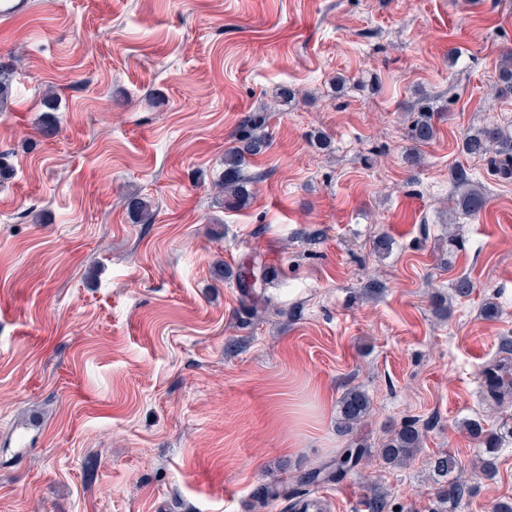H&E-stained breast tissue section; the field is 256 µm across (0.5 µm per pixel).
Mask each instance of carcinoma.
I'll return each instance as SVG.
<instances>
[{
  "label": "carcinoma",
  "mask_w": 512,
  "mask_h": 512,
  "mask_svg": "<svg viewBox=\"0 0 512 512\" xmlns=\"http://www.w3.org/2000/svg\"><path fill=\"white\" fill-rule=\"evenodd\" d=\"M501 85L498 95H512V55L509 64L500 69ZM43 112L37 126L38 135L44 140L54 139L58 132V122L54 115L57 111L55 95L46 93L41 99ZM413 117L406 131V137L413 143V148L405 155L410 166L421 162L419 147L432 143L438 133L434 122L432 107L426 102L415 104ZM269 148L268 113L254 112L245 118L235 129L233 146L224 151V171L220 186L224 194V207L238 208L246 205L252 197L249 188L250 178L245 169L252 158L265 153ZM462 151L475 158L490 156V162L496 174L512 177V135L498 127L479 129L467 133L462 139ZM453 182L456 193L457 210L465 216L479 214L486 203L483 191L469 176L464 168L454 170ZM128 215L134 224H150L154 213L150 201L132 194L125 198ZM235 278L242 288V305L250 311H257L264 297L263 288L267 283L268 266L262 256L256 255L243 264L235 273ZM483 398L492 406L501 407L512 403V361L504 357L489 364L482 372ZM370 398L358 387L347 389L339 401V416L336 428L339 432L351 434L362 424L370 412ZM465 429L479 439L484 448L486 459L480 467V473L487 478L494 476V460L504 446L512 442V424L504 423L499 429L489 431L475 419L464 422ZM422 430L414 422H409L395 430L385 442L381 455L386 464L399 467L411 460L422 448ZM362 447L344 449L336 460L325 468H317L305 477V482L313 483L319 478H330L346 472L356 466L363 458ZM434 474L448 478V484L441 491V512H448V505L457 504L465 494L466 484L457 475L459 466L451 455H444L430 462ZM282 498H287L283 488L265 484L253 492L255 505L264 508Z\"/></svg>",
  "instance_id": "cac0c4a2"
}]
</instances>
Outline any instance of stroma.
<instances>
[{
	"instance_id": "1",
	"label": "stroma",
	"mask_w": 512,
	"mask_h": 512,
	"mask_svg": "<svg viewBox=\"0 0 512 512\" xmlns=\"http://www.w3.org/2000/svg\"><path fill=\"white\" fill-rule=\"evenodd\" d=\"M509 52L512 0H28L0 23V512H252L258 486L296 497L352 444L358 468L316 484L330 512H432L428 463L448 453L467 484L456 512L512 500V446L485 478L461 426L512 417L480 388L512 340V178L458 148L512 126L494 90ZM49 90L59 134L44 141ZM424 95L439 133L410 168ZM264 109L254 195L225 208L224 151ZM458 165L488 197L478 220L455 209ZM130 193L153 223L131 222ZM256 253L260 317L233 277ZM462 275L475 288L456 298ZM353 386L371 412L345 435ZM411 420L423 447L388 466L381 445ZM370 404L368 394L359 387L347 389L339 401L337 430L345 434L353 433L369 415Z\"/></svg>"
}]
</instances>
